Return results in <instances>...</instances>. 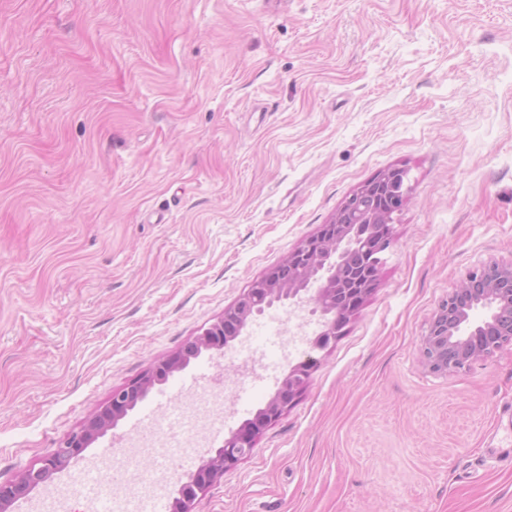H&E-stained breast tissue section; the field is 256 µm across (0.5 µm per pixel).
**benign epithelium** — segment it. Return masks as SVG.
<instances>
[{"mask_svg": "<svg viewBox=\"0 0 512 512\" xmlns=\"http://www.w3.org/2000/svg\"><path fill=\"white\" fill-rule=\"evenodd\" d=\"M409 170L393 166L353 190L333 219L263 277L255 281L224 314L191 340V346L154 364L136 379L113 390L112 397L72 433L58 452L18 477L0 482V512L15 505L37 488H46L66 462L78 458L144 400L158 385L185 370L201 356L224 355V350L246 333L249 323L277 303L319 315L321 331L310 349L336 342L348 320L374 290L381 254L392 243L390 224L408 200ZM320 286L311 289L310 284ZM512 343V262H489L470 272L435 310L427 333L419 343L423 368L446 375L471 365ZM318 360L307 355L290 366L274 394L255 416L208 452L202 464L181 484L172 512H193L218 478L248 458L264 430L279 419L309 383Z\"/></svg>", "mask_w": 512, "mask_h": 512, "instance_id": "1", "label": "benign epithelium"}]
</instances>
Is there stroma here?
<instances>
[{"label":"stroma","instance_id":"35a3bbf8","mask_svg":"<svg viewBox=\"0 0 512 512\" xmlns=\"http://www.w3.org/2000/svg\"><path fill=\"white\" fill-rule=\"evenodd\" d=\"M395 165L374 290L194 512H512V344L418 361L448 293L512 261V0H0V481ZM295 319L318 334L278 303L247 335ZM295 362L201 358L84 457L201 389L219 447Z\"/></svg>","mask_w":512,"mask_h":512}]
</instances>
